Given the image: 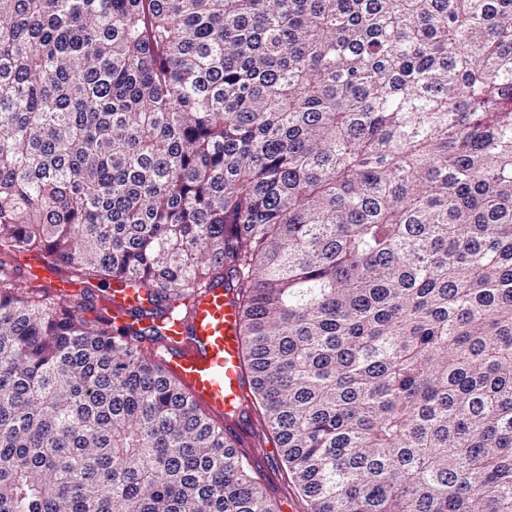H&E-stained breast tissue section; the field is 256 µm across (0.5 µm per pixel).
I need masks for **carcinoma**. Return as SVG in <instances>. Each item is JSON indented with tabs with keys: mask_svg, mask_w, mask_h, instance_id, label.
<instances>
[{
	"mask_svg": "<svg viewBox=\"0 0 512 512\" xmlns=\"http://www.w3.org/2000/svg\"><path fill=\"white\" fill-rule=\"evenodd\" d=\"M114 280L236 289L309 512H512V0H0V512H278ZM23 262L28 272L36 274L44 280L48 284V288H51L52 294L56 296H67L77 288H81L79 283L68 278L59 277L53 272L43 269L33 258L25 259ZM107 305L115 318L117 325H123L139 321L151 322L156 313L152 302L146 300L145 294L137 292L135 288H124L122 283H112L107 289Z\"/></svg>",
	"mask_w": 512,
	"mask_h": 512,
	"instance_id": "1",
	"label": "carcinoma"
}]
</instances>
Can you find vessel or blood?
<instances>
[{
  "instance_id": "1",
  "label": "vessel or blood",
  "mask_w": 512,
  "mask_h": 512,
  "mask_svg": "<svg viewBox=\"0 0 512 512\" xmlns=\"http://www.w3.org/2000/svg\"><path fill=\"white\" fill-rule=\"evenodd\" d=\"M28 272L44 280L52 294L66 296L78 284L25 259ZM235 294L214 282L175 321L157 350L166 374L181 381L188 394L223 423L239 445L253 443V423L247 411L248 381L242 368V342ZM107 305L117 324L147 322L156 314L143 293L120 284L107 290Z\"/></svg>"
}]
</instances>
